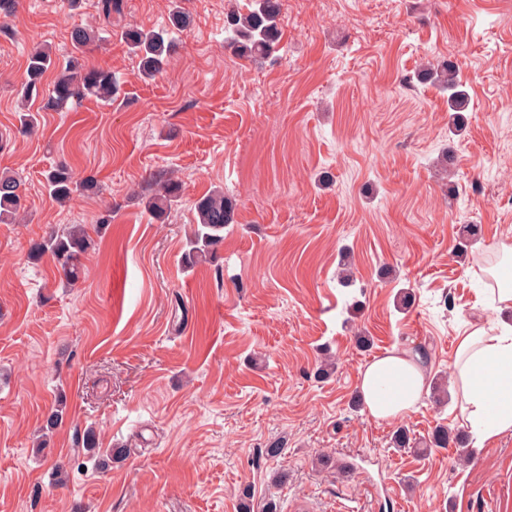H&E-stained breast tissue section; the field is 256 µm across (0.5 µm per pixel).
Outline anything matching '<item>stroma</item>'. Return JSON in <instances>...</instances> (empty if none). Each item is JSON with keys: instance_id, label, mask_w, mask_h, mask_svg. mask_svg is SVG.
Segmentation results:
<instances>
[{"instance_id": "35a3bbf8", "label": "stroma", "mask_w": 512, "mask_h": 512, "mask_svg": "<svg viewBox=\"0 0 512 512\" xmlns=\"http://www.w3.org/2000/svg\"><path fill=\"white\" fill-rule=\"evenodd\" d=\"M97 2L21 0L0 30V172L28 205L25 223L0 224V512H512V432L477 441L431 389L451 382L464 323L499 318L478 260L512 246L497 204L512 195V0H283L281 50L262 65L224 48L228 7L250 0H181L192 24L146 81L119 33L167 25L171 0H123L108 24ZM88 25L101 40L85 62L121 77L123 104L74 101L22 134L29 49L66 62ZM444 59L469 101L457 136L447 94L418 77ZM60 162L99 193L53 202L44 174ZM169 176L184 196L152 220L145 199ZM218 189L235 222L216 262L188 264L192 202ZM68 224L95 242L72 286L29 255ZM466 224L482 229L470 246ZM396 348L428 351L429 387L378 421L359 374ZM57 404L64 421L38 446ZM440 426L464 440L427 448ZM90 427L94 456L79 442Z\"/></svg>"}]
</instances>
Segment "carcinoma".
Here are the masks:
<instances>
[{
	"label": "carcinoma",
	"mask_w": 512,
	"mask_h": 512,
	"mask_svg": "<svg viewBox=\"0 0 512 512\" xmlns=\"http://www.w3.org/2000/svg\"><path fill=\"white\" fill-rule=\"evenodd\" d=\"M98 8L104 21L110 23L112 15L121 14L122 0H98ZM282 10L283 0H254L253 9L246 13L229 8L224 20V49L249 61L274 60L280 46ZM190 23V15L176 4L167 28L156 31L125 26L121 29V39L139 57L141 77L152 79L167 69L177 48L176 34L186 30ZM97 39L98 35L92 29L74 28L70 40L76 55L61 68L45 44H38L28 52L25 81L21 88L23 111L19 116L25 130H34L38 113L58 111L76 99L94 98L107 105L118 101L122 84L120 77L109 69L88 68L77 57ZM52 70L56 72L55 79L46 91L43 79ZM421 76L431 80L439 91L448 93L449 110L455 113L452 128L460 131L457 113L466 110L468 97L461 89L456 66L448 62L430 65L423 69ZM34 102L39 103L35 111L31 110ZM45 183L49 196L58 203L68 202L75 194L97 187L95 176L77 180L65 167L47 171ZM182 194L181 182L173 178L162 180L146 202L147 210L154 218L161 219ZM25 209L23 181L7 172L1 173L0 223H17ZM194 211L195 224L186 241L185 259L190 263L207 262L215 258V250L224 242V228L235 223V204L224 195V191L217 190L198 198L194 202ZM91 247L87 230L76 224L61 231L51 230L45 237L32 242L29 252L35 258L50 255L64 278L76 283L83 275L82 257Z\"/></svg>",
	"instance_id": "cac0c4a2"
}]
</instances>
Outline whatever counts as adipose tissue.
Listing matches in <instances>:
<instances>
[{"label":"adipose tissue","mask_w":512,"mask_h":512,"mask_svg":"<svg viewBox=\"0 0 512 512\" xmlns=\"http://www.w3.org/2000/svg\"><path fill=\"white\" fill-rule=\"evenodd\" d=\"M452 377V399L477 436L512 431V323H468L457 339ZM360 380L368 414L384 421L412 412L426 382L423 369L405 350L374 359Z\"/></svg>","instance_id":"1"}]
</instances>
